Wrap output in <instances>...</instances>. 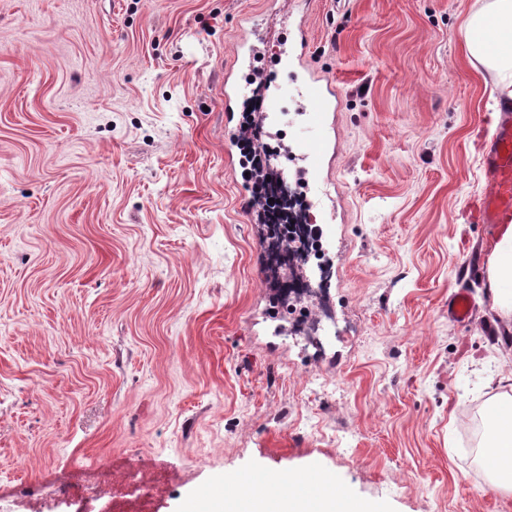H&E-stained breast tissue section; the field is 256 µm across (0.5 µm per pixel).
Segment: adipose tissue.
<instances>
[{"mask_svg":"<svg viewBox=\"0 0 512 512\" xmlns=\"http://www.w3.org/2000/svg\"><path fill=\"white\" fill-rule=\"evenodd\" d=\"M465 48L471 65L496 72L500 91L512 97V0H490L463 22ZM487 288L492 305L503 317L512 316V223L499 225L486 264ZM494 428L486 448L487 469L498 486L512 491V401L492 406ZM292 478L288 491L258 489L250 492V512H372L371 507L343 495L303 490Z\"/></svg>","mask_w":512,"mask_h":512,"instance_id":"ef3b65f1","label":"adipose tissue"}]
</instances>
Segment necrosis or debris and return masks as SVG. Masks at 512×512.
Instances as JSON below:
<instances>
[{"instance_id": "obj_1", "label": "necrosis or debris", "mask_w": 512, "mask_h": 512, "mask_svg": "<svg viewBox=\"0 0 512 512\" xmlns=\"http://www.w3.org/2000/svg\"><path fill=\"white\" fill-rule=\"evenodd\" d=\"M305 202L281 210L270 238L266 279L276 291L277 304L305 350L324 351L331 330L337 329L329 288L333 264L318 234L312 233Z\"/></svg>"}]
</instances>
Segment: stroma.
<instances>
[{"label": "stroma", "instance_id": "obj_1", "mask_svg": "<svg viewBox=\"0 0 512 512\" xmlns=\"http://www.w3.org/2000/svg\"><path fill=\"white\" fill-rule=\"evenodd\" d=\"M488 2L305 9L337 96L309 195L336 203L351 328L314 359L271 314L224 129L241 30L276 45L292 5L0 0V512H100L86 488L130 470L160 486L148 512L266 471L332 477L379 512H512L465 427L512 396V319L486 293L497 228L467 218L500 95L461 25ZM473 311L471 297L464 291H458L448 298V318L457 323L469 321Z\"/></svg>", "mask_w": 512, "mask_h": 512}]
</instances>
